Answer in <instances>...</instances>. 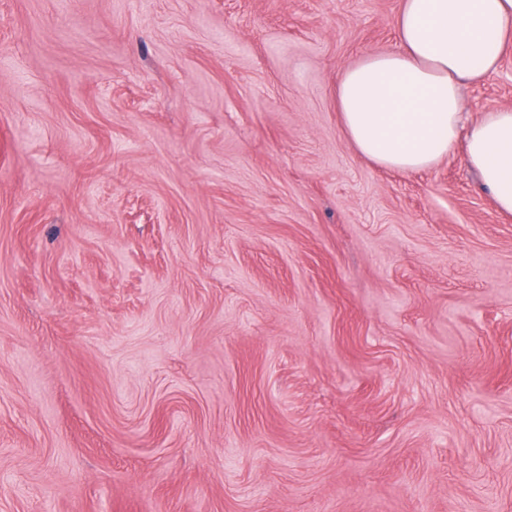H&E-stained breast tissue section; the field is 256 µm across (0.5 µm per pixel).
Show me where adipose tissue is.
<instances>
[{"label":"adipose tissue","instance_id":"1","mask_svg":"<svg viewBox=\"0 0 512 512\" xmlns=\"http://www.w3.org/2000/svg\"><path fill=\"white\" fill-rule=\"evenodd\" d=\"M396 32L398 50L362 56L338 81L350 143L400 171L431 168L463 143L498 211L512 214V108L471 120L463 101L512 43V0H402Z\"/></svg>","mask_w":512,"mask_h":512}]
</instances>
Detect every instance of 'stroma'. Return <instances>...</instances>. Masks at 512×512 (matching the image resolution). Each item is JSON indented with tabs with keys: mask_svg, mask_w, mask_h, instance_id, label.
<instances>
[{
	"mask_svg": "<svg viewBox=\"0 0 512 512\" xmlns=\"http://www.w3.org/2000/svg\"><path fill=\"white\" fill-rule=\"evenodd\" d=\"M400 3L0 0V512H512V215L336 106Z\"/></svg>",
	"mask_w": 512,
	"mask_h": 512,
	"instance_id": "35a3bbf8",
	"label": "stroma"
}]
</instances>
